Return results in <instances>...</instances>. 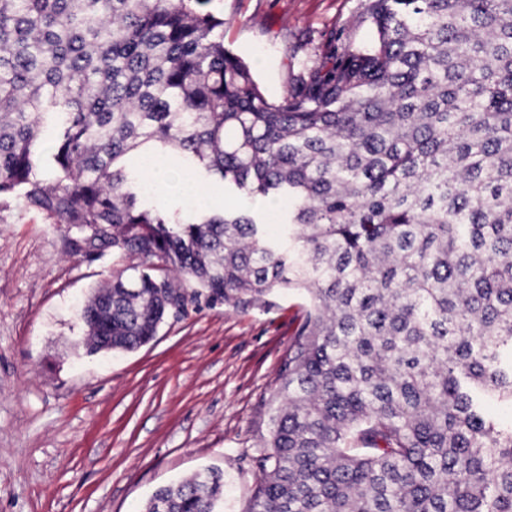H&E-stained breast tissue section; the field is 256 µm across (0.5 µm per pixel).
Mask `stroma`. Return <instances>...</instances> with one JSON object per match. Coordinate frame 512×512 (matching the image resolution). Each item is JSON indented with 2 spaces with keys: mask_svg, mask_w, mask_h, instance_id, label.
Returning <instances> with one entry per match:
<instances>
[{
  "mask_svg": "<svg viewBox=\"0 0 512 512\" xmlns=\"http://www.w3.org/2000/svg\"><path fill=\"white\" fill-rule=\"evenodd\" d=\"M354 0H206L224 45L279 99ZM112 277L56 217L0 198V512H143L152 494L224 472V512H251L269 404L305 300L189 308L132 352L86 355L80 310Z\"/></svg>",
  "mask_w": 512,
  "mask_h": 512,
  "instance_id": "stroma-1",
  "label": "stroma"
}]
</instances>
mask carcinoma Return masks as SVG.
I'll return each mask as SVG.
<instances>
[{
	"label": "carcinoma",
	"mask_w": 512,
	"mask_h": 512,
	"mask_svg": "<svg viewBox=\"0 0 512 512\" xmlns=\"http://www.w3.org/2000/svg\"><path fill=\"white\" fill-rule=\"evenodd\" d=\"M202 0H0V197L111 251L88 349L174 313L308 300L252 512H512V0H357L264 96ZM288 206L174 220L143 154ZM48 170L46 178L42 170ZM224 472L145 512H223Z\"/></svg>",
	"instance_id": "cac0c4a2"
}]
</instances>
